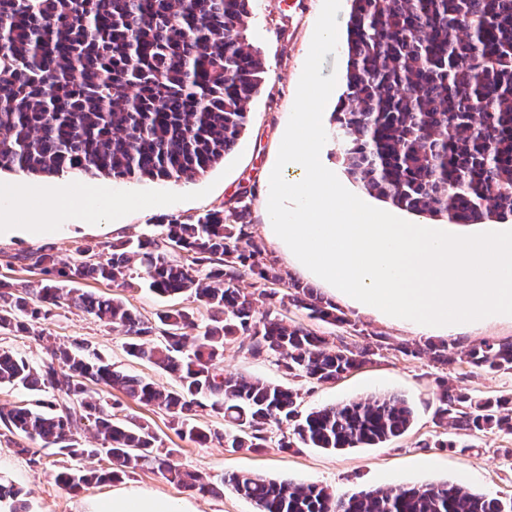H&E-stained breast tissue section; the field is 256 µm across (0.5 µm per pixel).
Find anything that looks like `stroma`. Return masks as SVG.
I'll use <instances>...</instances> for the list:
<instances>
[{
	"instance_id": "1",
	"label": "stroma",
	"mask_w": 512,
	"mask_h": 512,
	"mask_svg": "<svg viewBox=\"0 0 512 512\" xmlns=\"http://www.w3.org/2000/svg\"><path fill=\"white\" fill-rule=\"evenodd\" d=\"M322 0H252L247 20V38L260 51L267 68L264 83L247 104L246 124L239 149L202 176L189 181H159L147 178L112 180L91 178L80 173L57 176L58 184L74 195L88 189L132 191L142 206L129 208L87 225H67L54 234L31 239L0 238V278L11 280L18 289H35L40 284L38 270L18 262L23 253L53 245L60 258L73 256L77 247L101 246L116 240H137L159 236L162 224L170 219H193L213 210L240 205L249 207V230L256 241H263V187L268 168L275 163L293 108L297 86L308 55ZM79 288L107 297H121L144 318L170 308L171 302L146 289L125 291L111 282L91 278L80 280ZM348 326L338 328L321 322L313 327L321 335H342L369 350L366 362L340 379L313 384L293 378L266 357H253L230 343L224 348L227 371L258 377L271 383L294 387L301 410L333 406L372 395L397 393L414 410V421L400 439L378 447L326 451L320 448L281 450L268 445L257 453L232 452L215 444L199 445L180 439L169 427L164 412L126 401L122 414L148 420L163 447L176 449V461L185 468L217 477L250 471L277 480L313 483L327 487L336 495L394 485L414 486L456 481L467 490L497 498H512V434L498 433L475 440L473 448H455L454 440L463 431L437 424V382L447 380L449 388L476 397L512 396V371L486 373L471 366L460 353L469 349V338L449 340V351L458 359L448 367L435 365L428 356L414 357L380 346V336L390 341L407 340V333L376 322L352 308H345ZM69 343L88 344L100 356L134 375L161 385L171 376L153 365L129 357L122 334L97 318L65 306L53 308L49 319L39 321L31 336L0 335V346L40 362L45 351L41 337ZM438 439L451 440L448 448L435 447ZM38 463L14 453L0 437V477L22 488L28 512H79L86 499L111 495L113 491L136 487L174 501L190 503L193 512H255L253 505L232 492L202 496L168 482L160 473L142 471L119 482L91 485L77 492L64 490L55 480L59 467L52 448L38 447ZM424 459L434 460L431 468L421 467Z\"/></svg>"
}]
</instances>
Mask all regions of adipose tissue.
Segmentation results:
<instances>
[{
	"label": "adipose tissue",
	"instance_id": "ef3b65f1",
	"mask_svg": "<svg viewBox=\"0 0 512 512\" xmlns=\"http://www.w3.org/2000/svg\"><path fill=\"white\" fill-rule=\"evenodd\" d=\"M24 184L0 187V236L33 237L54 230L64 212L100 213L120 210L136 204V196L127 192H97L76 199L67 198L63 187H43V194L53 196L56 209H35L20 215L15 207L17 197L27 194ZM82 512H191L188 504L157 497L136 488L122 489L112 495L84 502Z\"/></svg>",
	"mask_w": 512,
	"mask_h": 512
}]
</instances>
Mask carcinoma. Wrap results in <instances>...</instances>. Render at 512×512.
Listing matches in <instances>:
<instances>
[{
    "mask_svg": "<svg viewBox=\"0 0 512 512\" xmlns=\"http://www.w3.org/2000/svg\"><path fill=\"white\" fill-rule=\"evenodd\" d=\"M345 90L334 112L348 174L369 195L448 224L512 223V0H350ZM251 0H0V170L55 177L76 171L112 179L178 182L205 174L239 145L246 105L265 80L260 52L246 39ZM248 206L191 222L162 225L157 238L76 250L68 262L54 248L22 256L39 269V288L0 281V331L23 334L68 305L123 333L128 356L169 373L161 386L119 370L89 346L46 347L39 364L0 349V384L45 400L0 408V425L24 438L14 453L42 442L73 461L56 473L68 491L119 481L141 470L199 494L226 488L256 512H512V498H489L444 481L375 488L337 497L325 487L232 473L214 481L159 448L151 424L119 419L93 387L165 412L181 439L259 452L277 441L343 450L404 436L414 411L397 395H376L298 412L292 388L227 374L224 344L241 338L252 355H271L293 377L328 382L359 367L367 351L339 338L332 345L288 317L290 309L342 327L336 305L315 289L285 282L246 224ZM94 278L117 288L148 286L160 297L191 298L208 311L171 308L150 321L119 297L70 282ZM245 277L254 291L240 288ZM287 284V292L274 289ZM452 360L445 344L402 343ZM487 372L512 370V341L467 350ZM438 423L477 438L512 432V398L475 400L441 385ZM224 420V432L197 423ZM97 446L79 441L84 423ZM101 456L107 467L81 462ZM22 490L0 482V503L26 512Z\"/></svg>",
    "mask_w": 512,
    "mask_h": 512,
    "instance_id": "carcinoma-1",
    "label": "carcinoma"
}]
</instances>
